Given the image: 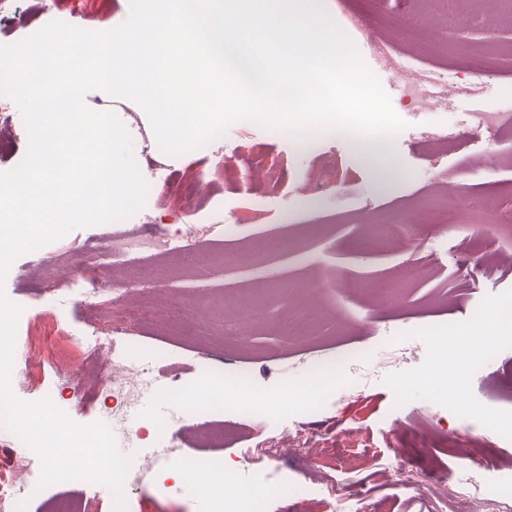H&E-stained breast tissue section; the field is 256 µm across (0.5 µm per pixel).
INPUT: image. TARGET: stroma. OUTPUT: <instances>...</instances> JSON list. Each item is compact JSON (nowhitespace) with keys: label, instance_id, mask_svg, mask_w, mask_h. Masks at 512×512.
<instances>
[{"label":"stroma","instance_id":"stroma-1","mask_svg":"<svg viewBox=\"0 0 512 512\" xmlns=\"http://www.w3.org/2000/svg\"><path fill=\"white\" fill-rule=\"evenodd\" d=\"M321 4L406 123L388 138L394 173L383 174L366 163L344 131L313 127L301 141L251 121L233 124L206 146L162 156L139 104L92 90L85 96L87 106L125 113L139 129L135 159L149 183L147 202L128 219L73 229L20 255L9 269L5 291L11 301L60 313L73 332L69 338L34 343L46 361L31 385L18 390L19 399L48 397L76 423H105L120 450L133 452L135 472L153 459L163 472L191 475L193 458L231 466L246 450L254 452L253 472L225 481L223 496L189 481L161 486L147 477L126 487L127 512H218L220 501H233L243 491L266 497V512H342L308 494L337 478L368 490L358 512H373L377 500L386 512H475L467 499L456 498V491L466 487L470 472L512 457V446L494 444L491 429L502 407L488 395L492 377L512 363V265L496 264L467 232L471 225L512 212V134L491 142L476 120L479 112L512 106V18L498 0H455L458 20L451 26L419 0ZM66 6L76 27L89 31L116 27L130 14V0H67ZM14 9L21 21L0 30V44L29 37L55 19L45 0H14ZM411 26L425 33L459 79L478 77V96L449 95L441 109L403 100L402 73L379 66L370 44L379 31L395 49L414 54L407 34ZM435 131L459 135L461 149L429 142ZM216 162L224 165L223 178L198 182L199 172ZM189 182L201 203L195 210L179 203ZM129 234L187 242L169 256L143 257L133 268L141 281L126 292L127 304L148 296L155 307L153 318L137 331L130 364L150 363L156 351L167 350L183 366L182 384L209 389L216 402L178 433L170 427L174 404L160 397L141 398L127 412L113 413L112 396L100 385L111 356L88 354L77 343L90 333L105 334L121 314L107 301L90 304L86 260L113 237ZM479 260L485 271L476 270ZM228 295L270 313L266 322H245L246 344L225 339L213 322L189 314L176 324L168 319L173 303L188 311L202 304L211 313L236 317V310L223 308ZM294 307L308 317L307 334L299 339L279 326ZM491 318L505 334L481 355L465 361L456 348L437 350L436 337ZM389 336L408 352L396 369L371 379L341 372L318 381L310 396L319 407L309 413L273 406L285 390H302L308 382L309 357L332 358L351 348L378 354ZM222 358L248 369L256 405L224 410L218 401L238 390L237 380L228 376L223 386L210 388L197 376L196 365ZM455 373L461 376V406L445 385ZM292 419L314 445L281 457L282 469L295 474L296 481L287 494L271 496L257 476L267 461L259 443L264 431L287 427ZM398 420L406 433L394 440L387 430ZM216 424L227 433L220 445L210 437ZM346 427L354 435L346 447H337L336 433ZM474 427L487 431L490 446L471 451L465 470L438 449L409 445L414 430L462 439ZM132 430L141 432L139 443L128 439ZM398 444L407 446L413 469L446 473L447 493L429 484L405 491L395 476L382 471L380 460ZM62 504L73 512H113L110 491L82 479L34 488L13 512H57Z\"/></svg>","mask_w":512,"mask_h":512}]
</instances>
